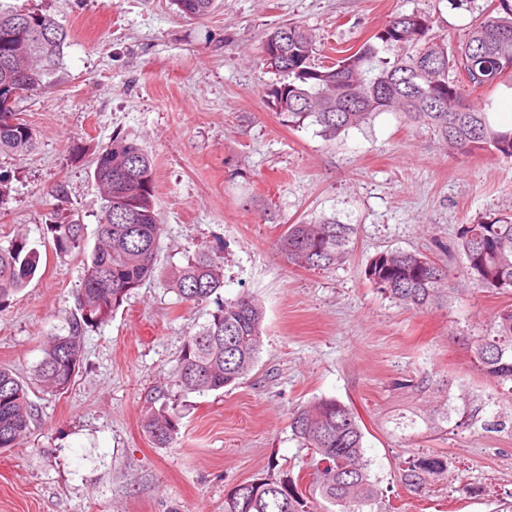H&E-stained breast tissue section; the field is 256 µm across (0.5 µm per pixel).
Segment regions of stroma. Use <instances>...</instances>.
I'll return each mask as SVG.
<instances>
[{"label": "stroma", "instance_id": "1", "mask_svg": "<svg viewBox=\"0 0 512 512\" xmlns=\"http://www.w3.org/2000/svg\"><path fill=\"white\" fill-rule=\"evenodd\" d=\"M491 2L218 0L210 15L186 18L172 0H0L70 33L54 86L18 104L35 149L0 152L11 187L0 201V243L23 233L41 251L39 273L0 314V367L32 380L46 338L65 333L82 262L41 246L51 191L65 184L68 210L94 246L102 205L94 150L117 135L136 138L153 160L160 267L222 247L221 297L245 291L264 308L250 376L184 396L170 375L185 337L216 305L177 302L159 280L137 289L108 324L87 329L70 389L33 394L30 436L0 449V512H223L239 483L308 477L311 453L292 440L290 411L320 396L360 416L378 512H512V399L470 363L473 337L512 300L470 289L448 308L416 313L364 276L388 250L447 260L460 225L512 215V160L449 153L393 112L325 140L318 126L289 123L267 104L273 76L259 61L265 36L297 21L317 37L316 63L330 64L394 12L429 16L454 47ZM462 95L512 124V87ZM321 218L355 225L348 262L327 271L290 265L278 239L288 225ZM426 374L435 390L416 392ZM446 396L467 428L428 437L397 428ZM164 403L180 415L169 448L144 428ZM495 417L505 429L486 431ZM432 452L446 470L407 486L409 462Z\"/></svg>", "mask_w": 512, "mask_h": 512}]
</instances>
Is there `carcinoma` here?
I'll return each instance as SVG.
<instances>
[{
	"instance_id": "cac0c4a2",
	"label": "carcinoma",
	"mask_w": 512,
	"mask_h": 512,
	"mask_svg": "<svg viewBox=\"0 0 512 512\" xmlns=\"http://www.w3.org/2000/svg\"><path fill=\"white\" fill-rule=\"evenodd\" d=\"M180 15L204 17L216 0H172ZM499 15L473 25L468 39L455 50L433 32L429 17L394 13L357 48L345 50L336 65L314 63L316 41L304 26L290 23L271 32L262 52L266 68L281 76L266 88L269 104L288 121L320 127L332 141L358 128L381 112H398L414 128L431 133L448 151L467 154L489 150L512 159V128H498L490 113L473 107L458 112L460 81L474 88L512 84L499 66L512 59V5L500 0ZM70 34L53 18L35 12L0 8V151L24 152L35 145V134L18 117L16 97L3 107L14 88L24 93L53 86ZM94 179L104 205L92 251L86 250L84 225L65 216L66 186L56 185L57 200L46 231L59 257L83 256L78 313L65 335H54L35 366L37 385L54 395L65 393L81 363L84 333L103 325L124 301L155 277L162 225L156 207L152 159L135 138L114 137L95 158ZM356 228L335 219L290 224L279 249L299 267L336 269L346 263ZM448 252L464 261L457 270L423 252L385 251L365 267V278L394 303L420 313L448 306L467 286L500 295L512 294V216L490 222L463 224ZM39 251L27 237L17 235L0 245V314L37 273ZM165 286L178 302L198 305L215 298L216 312L184 339L172 382L184 394H206L234 387L258 364L262 349L263 307L242 292L223 300L224 266L221 250L198 251L182 266L165 272ZM472 364L507 388L512 397V304L500 308L482 335L475 337ZM30 385L12 371L0 368V449L13 448L27 438L38 417ZM426 430L444 431L452 421L449 403L435 406L423 418ZM176 409L163 404L145 420L156 445L168 447L178 433ZM292 436L311 451L313 472L308 486L270 475L224 497V512H316L315 503L331 505L327 512H365L379 497L365 459V433L355 410L334 397H319L291 411ZM444 465L423 459L404 475L419 489L425 476Z\"/></svg>"
}]
</instances>
